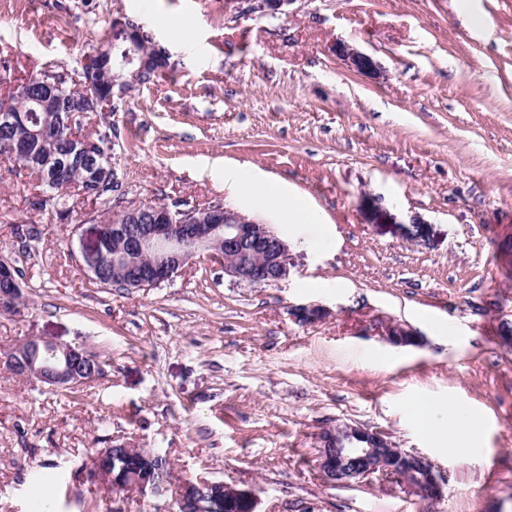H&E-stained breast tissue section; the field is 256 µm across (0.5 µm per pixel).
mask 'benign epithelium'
<instances>
[{
    "label": "benign epithelium",
    "instance_id": "benign-epithelium-1",
    "mask_svg": "<svg viewBox=\"0 0 512 512\" xmlns=\"http://www.w3.org/2000/svg\"><path fill=\"white\" fill-rule=\"evenodd\" d=\"M294 0H247V13H282ZM112 37L123 39L127 47L121 58L113 65L137 81L144 72L146 63L140 58L138 43L127 20H112ZM332 51L348 67L357 71L376 74L379 66L373 58L358 49L344 44L333 45ZM111 57L109 48L99 49L82 60V71L91 75L97 71L99 58ZM111 89L100 95L97 102L119 110L125 95L126 81L109 79ZM55 85L43 76H29L8 83L6 93L0 95V129L7 132L17 125L29 128L35 139L54 141L59 138V127L48 120L36 122L34 112L47 108L54 95ZM50 180L63 191L74 186L67 155H62L51 171ZM143 213L152 217V223L129 232L123 224L115 225L117 235L126 252L136 255L146 267L128 270L129 277L142 288H153L170 282L195 256L209 252L220 258L224 275L238 284L250 286L277 285L288 280L291 274L290 248L288 241L269 225L243 215L232 208L214 206L211 214L190 223L187 218L168 206L143 204L125 210V215L134 220ZM22 297L20 282L12 268L0 265V313L20 311ZM386 338L396 345L415 342L412 331L392 326ZM21 358L26 377L36 379L49 388L67 386L78 388L93 378L87 369L88 352L71 346L31 338L9 351L0 359L3 365ZM357 439L348 447H331L342 439ZM323 447L319 449L317 465L326 480L333 483H349L370 474L396 475L406 487L428 499L443 496V483L434 466L427 459L414 454L400 452L394 448L388 436L379 430L362 425L339 424L326 430L321 436ZM134 452L130 446L120 443L103 448L93 456L89 472L91 479L104 482L117 495L137 492L143 496L164 497L169 485L154 479H143L132 475L117 462ZM209 490L224 501V512H259V497L251 487L228 486L222 481H211L200 477L185 481L174 497L177 512H207L203 490Z\"/></svg>",
    "mask_w": 512,
    "mask_h": 512
}]
</instances>
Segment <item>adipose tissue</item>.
I'll return each instance as SVG.
<instances>
[{
	"label": "adipose tissue",
	"instance_id": "obj_1",
	"mask_svg": "<svg viewBox=\"0 0 512 512\" xmlns=\"http://www.w3.org/2000/svg\"><path fill=\"white\" fill-rule=\"evenodd\" d=\"M237 189L244 194L261 196L279 207L289 223L308 224L314 218L313 212L302 200L285 195L274 183L241 179L237 182ZM432 409V402L425 399H419L413 403L412 415L418 427L427 435L447 443L449 450L457 456H468L474 449V437L478 431L477 417L451 405L447 408V421L440 424L432 419Z\"/></svg>",
	"mask_w": 512,
	"mask_h": 512
}]
</instances>
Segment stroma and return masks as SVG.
I'll return each instance as SVG.
<instances>
[{
  "mask_svg": "<svg viewBox=\"0 0 512 512\" xmlns=\"http://www.w3.org/2000/svg\"><path fill=\"white\" fill-rule=\"evenodd\" d=\"M470 4L483 27L457 0H295L276 15L238 0H0V78L80 80L120 17L173 66L83 120L116 134L110 198L75 197L68 220L50 219L34 177L0 159V259L24 273L0 351L35 336L102 369L73 393L0 365V512H174L171 497L116 501L89 478L92 450L116 441L167 455L174 483L253 487L261 512H512V0ZM337 42L382 76L349 70ZM228 167L278 179L317 223L236 197ZM177 201L270 225L290 247L288 281L238 285L204 253L155 288L92 280L82 251L98 225ZM311 304L326 315L299 322L293 308ZM392 325L416 343L387 342ZM419 398L479 417L473 456L415 425ZM341 422L428 458L443 499L379 473L326 481L321 435Z\"/></svg>",
  "mask_w": 512,
  "mask_h": 512,
  "instance_id": "obj_1",
  "label": "stroma"
}]
</instances>
